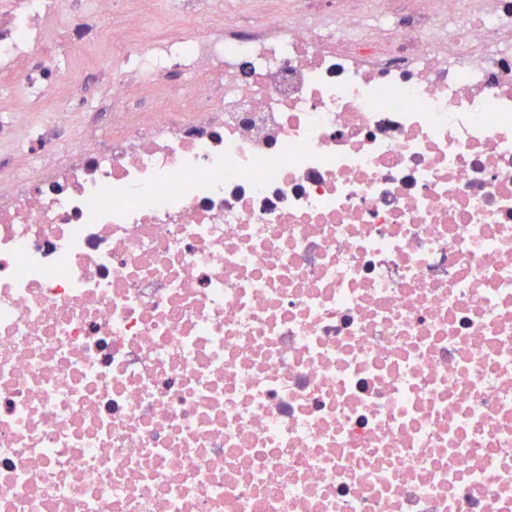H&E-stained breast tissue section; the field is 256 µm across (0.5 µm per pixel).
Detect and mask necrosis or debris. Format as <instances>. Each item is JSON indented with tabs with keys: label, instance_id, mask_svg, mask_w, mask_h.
<instances>
[{
	"label": "necrosis or debris",
	"instance_id": "4bbe7bcc",
	"mask_svg": "<svg viewBox=\"0 0 512 512\" xmlns=\"http://www.w3.org/2000/svg\"><path fill=\"white\" fill-rule=\"evenodd\" d=\"M154 2L0 0V512H512V0ZM218 3H215L210 9L209 13L199 17L198 19L192 21H178L173 22L167 28L166 34L168 35H176L184 31L185 26H194L196 28H206L214 24L221 16L224 14L225 10L228 7L229 0H212ZM78 76L86 79L90 84L96 85L101 95L107 91V80L111 71L101 70V60L98 54H90L81 59Z\"/></svg>",
	"mask_w": 512,
	"mask_h": 512
}]
</instances>
